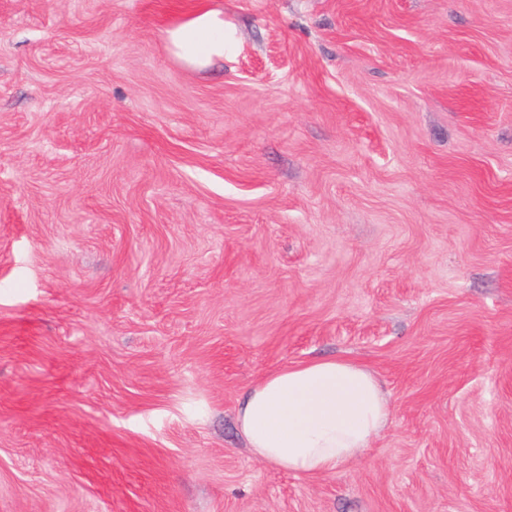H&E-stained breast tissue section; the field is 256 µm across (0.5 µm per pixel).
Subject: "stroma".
<instances>
[{
	"label": "stroma",
	"mask_w": 512,
	"mask_h": 512,
	"mask_svg": "<svg viewBox=\"0 0 512 512\" xmlns=\"http://www.w3.org/2000/svg\"><path fill=\"white\" fill-rule=\"evenodd\" d=\"M330 357L390 425L257 460ZM0 512H512V0H0ZM172 53L184 64L204 70L215 60H223L230 44L224 14L200 9L167 30ZM390 418L378 376L340 357L265 376L248 389L237 410L254 456L306 477L335 474L359 459Z\"/></svg>",
	"instance_id": "obj_1"
}]
</instances>
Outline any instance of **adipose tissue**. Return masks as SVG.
<instances>
[{
    "label": "adipose tissue",
    "instance_id": "obj_1",
    "mask_svg": "<svg viewBox=\"0 0 512 512\" xmlns=\"http://www.w3.org/2000/svg\"><path fill=\"white\" fill-rule=\"evenodd\" d=\"M172 53L206 69L230 44L222 12L200 9L167 31ZM389 399L378 376L347 358L317 359L265 376L247 391L237 422L254 456L306 477L356 461L388 426Z\"/></svg>",
    "mask_w": 512,
    "mask_h": 512
}]
</instances>
